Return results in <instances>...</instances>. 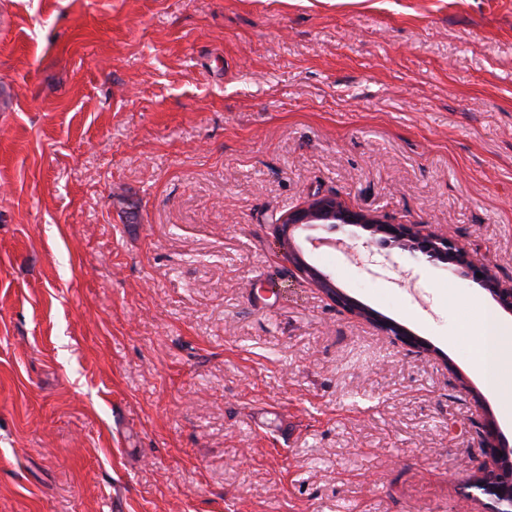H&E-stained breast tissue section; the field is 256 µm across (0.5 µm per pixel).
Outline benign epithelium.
<instances>
[{
    "label": "benign epithelium",
    "mask_w": 512,
    "mask_h": 512,
    "mask_svg": "<svg viewBox=\"0 0 512 512\" xmlns=\"http://www.w3.org/2000/svg\"><path fill=\"white\" fill-rule=\"evenodd\" d=\"M303 224H343L360 226L372 232L373 242L381 247L400 248L413 258L448 263L453 274L483 287L505 311L512 312V285L502 283L482 263L476 261L466 247L452 237L436 234L425 224H388L379 216L353 210L334 197H317L307 205L292 210L278 220L280 245L286 249L288 261L321 288L336 305L366 317L375 327L395 337L410 348L423 349L424 342L397 322L378 315L336 288L330 277L305 262L288 242V231ZM468 488L489 496L488 512H512V455L502 452L495 466L484 467Z\"/></svg>",
    "instance_id": "benign-epithelium-1"
}]
</instances>
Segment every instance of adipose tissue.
<instances>
[{
	"mask_svg": "<svg viewBox=\"0 0 512 512\" xmlns=\"http://www.w3.org/2000/svg\"><path fill=\"white\" fill-rule=\"evenodd\" d=\"M480 349L474 368L492 375L495 383L512 380V325L500 320L488 306L478 310Z\"/></svg>",
	"mask_w": 512,
	"mask_h": 512,
	"instance_id": "adipose-tissue-1",
	"label": "adipose tissue"
}]
</instances>
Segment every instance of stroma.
Segmentation results:
<instances>
[{"instance_id": "35a3bbf8", "label": "stroma", "mask_w": 512, "mask_h": 512, "mask_svg": "<svg viewBox=\"0 0 512 512\" xmlns=\"http://www.w3.org/2000/svg\"><path fill=\"white\" fill-rule=\"evenodd\" d=\"M317 196L512 282V0H0V512H487L472 281ZM280 246L286 249L288 261L321 288L336 305L365 316L375 327L410 348L424 349V342L397 322L378 315L361 305L332 283L330 277L305 262L288 242V231L302 224H343L360 226L372 232V241L381 247L400 248L413 258L429 262H448V270L483 287L505 311L512 312V285L503 284L482 263L474 259L466 247L452 237L436 234L424 224H387L378 215L353 210L335 197H317L298 209L289 211L277 222ZM477 272L482 274L478 278Z\"/></svg>"}]
</instances>
